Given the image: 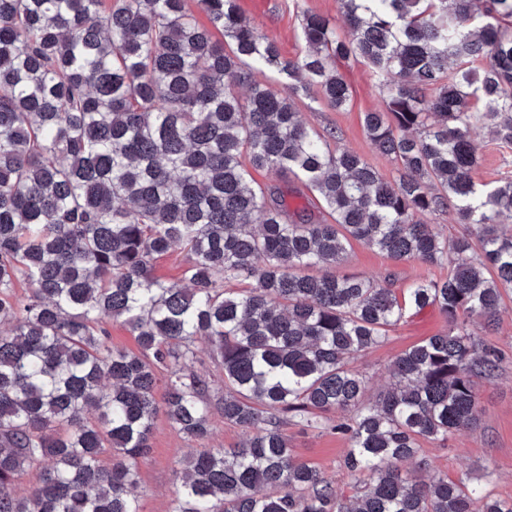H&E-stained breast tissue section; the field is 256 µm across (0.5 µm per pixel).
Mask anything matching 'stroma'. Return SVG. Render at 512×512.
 I'll use <instances>...</instances> for the list:
<instances>
[{"label": "stroma", "instance_id": "35a3bbf8", "mask_svg": "<svg viewBox=\"0 0 512 512\" xmlns=\"http://www.w3.org/2000/svg\"><path fill=\"white\" fill-rule=\"evenodd\" d=\"M306 12L324 16L338 31L346 29L338 0H265L263 12L252 17L251 22L261 34L277 43L284 57L292 58L305 51L302 15ZM339 71L353 91L350 106L339 110L330 107L322 98L302 96L295 101L297 112L303 121L318 131L334 133L341 147L362 155L387 178L396 177L395 163L376 151L362 125L363 113L382 107L374 77L365 64L353 59L340 62ZM476 146L479 157V165L473 172L476 183L492 184L501 178L512 177V147L500 146L485 136L478 138ZM335 271L388 277L398 288L447 274L444 268L418 260H391L359 243L348 248ZM445 329L446 320L438 309L430 306L411 310L389 331L386 343L358 356L353 366L368 377L371 394H379L390 383L387 368L395 356ZM485 339L500 351L502 363L498 376L480 387L475 424L445 443L422 441L420 457L411 462L410 469L422 477L431 467L447 473L452 479L464 473L474 478L482 477L486 480V490L493 496L511 499L512 290L504 292L496 327L486 334ZM287 435L296 459L315 466L331 478L339 494L353 495L352 481L343 467L347 442L341 435L298 426L288 427ZM150 443L148 456L139 462L140 507L142 512H166L182 462L196 452L198 445L180 434L162 414L154 422Z\"/></svg>", "mask_w": 512, "mask_h": 512}]
</instances>
